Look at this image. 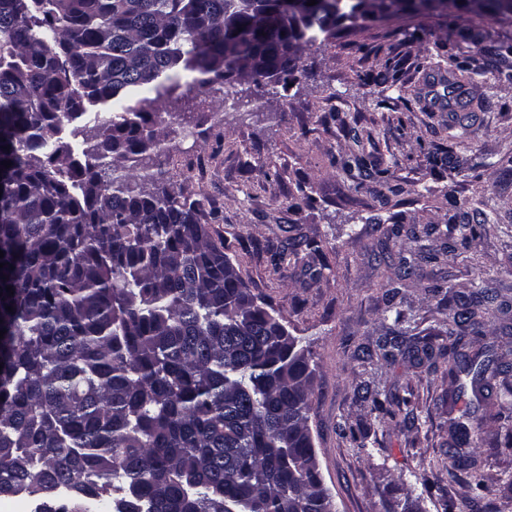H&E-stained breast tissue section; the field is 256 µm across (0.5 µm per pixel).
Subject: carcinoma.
Returning a JSON list of instances; mask_svg holds the SVG:
<instances>
[{
  "mask_svg": "<svg viewBox=\"0 0 512 512\" xmlns=\"http://www.w3.org/2000/svg\"><path fill=\"white\" fill-rule=\"evenodd\" d=\"M252 5L0 0V162H12L0 165V498L65 488L71 512L103 499L112 512H335L299 340L211 239L205 200L138 185L157 127L242 60L266 58L259 87L288 78V43L339 24L321 0L278 13L266 35ZM482 10L512 16V0ZM452 64L448 111L463 121L485 101L456 95L478 69ZM483 67L512 77V45L484 49ZM183 71L195 73L185 84ZM494 300L486 286L451 297L449 354L479 336ZM483 354L463 355L455 376L470 378L481 419L500 420ZM460 469L484 488L476 457Z\"/></svg>",
  "mask_w": 512,
  "mask_h": 512,
  "instance_id": "cac0c4a2",
  "label": "carcinoma"
}]
</instances>
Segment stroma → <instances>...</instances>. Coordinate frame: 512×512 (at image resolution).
Masks as SVG:
<instances>
[{"mask_svg":"<svg viewBox=\"0 0 512 512\" xmlns=\"http://www.w3.org/2000/svg\"><path fill=\"white\" fill-rule=\"evenodd\" d=\"M512 44V22L449 8L440 18L402 14L385 23L339 27L335 38L301 46L299 71L285 86L249 79L221 86L188 119L165 128L150 172L188 198L207 196L218 220L209 231L239 275L269 302L309 350L313 373L309 426L325 488L337 512H512V409L482 422L465 401L449 405L455 385L446 359L437 369L405 355L368 359L384 340L440 347L448 300L481 282L512 302V80L476 75L471 93L488 109L459 142L477 169L448 170L449 56L481 62V50ZM390 72L393 82L377 83ZM389 170L388 184L356 189L342 169L354 156ZM486 221L453 256L458 224L471 208ZM322 250H293L295 239ZM433 250L438 261L425 259ZM418 276L386 297L400 258ZM492 360L488 393L512 385V310L486 318ZM393 404L374 411L366 390ZM473 425L485 488L465 485L451 466L456 422Z\"/></svg>","mask_w":512,"mask_h":512,"instance_id":"35a3bbf8","label":"stroma"}]
</instances>
